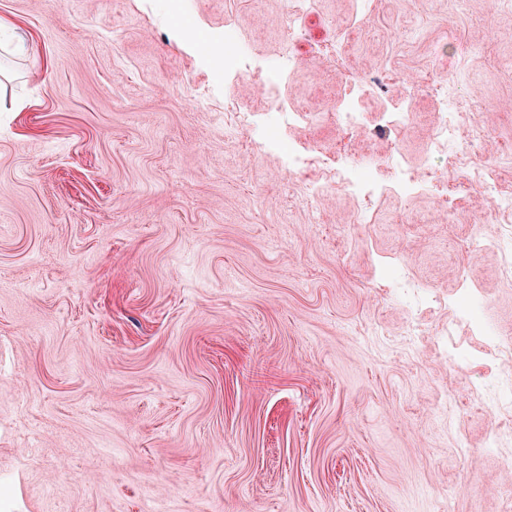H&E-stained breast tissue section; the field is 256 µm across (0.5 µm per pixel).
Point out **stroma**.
I'll return each mask as SVG.
<instances>
[{
    "label": "stroma",
    "mask_w": 512,
    "mask_h": 512,
    "mask_svg": "<svg viewBox=\"0 0 512 512\" xmlns=\"http://www.w3.org/2000/svg\"><path fill=\"white\" fill-rule=\"evenodd\" d=\"M493 0H428L423 17L378 0L340 57L334 40L366 0H318L305 44L269 98L233 86L264 120L273 102L314 113L289 140L375 164L382 223L334 186L307 206L277 159L224 133V72L208 45L237 29L252 56L281 51L287 0H0L29 54L0 52V512H504L512 431L487 449L501 391L461 326L448 367L438 332L477 296L483 325L512 338L497 255H469L481 194L458 192L452 222L429 195L398 196L387 160L459 184L492 152L449 163L433 149L440 101L423 90L449 32L493 36L447 75L448 96L512 150V12ZM415 71L417 87L367 78ZM359 84L364 125L345 141L336 102ZM411 102L414 119L382 115ZM408 275L440 294L407 344V307L380 295ZM457 411L468 452L435 416Z\"/></svg>",
    "instance_id": "stroma-1"
}]
</instances>
